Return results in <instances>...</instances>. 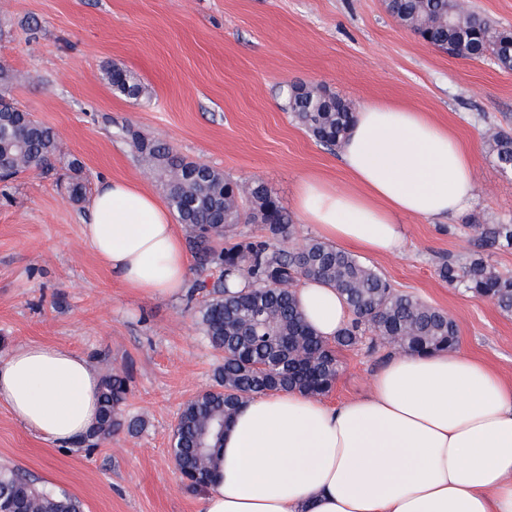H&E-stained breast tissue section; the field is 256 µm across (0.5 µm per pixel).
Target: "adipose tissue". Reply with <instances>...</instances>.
<instances>
[{"mask_svg": "<svg viewBox=\"0 0 512 512\" xmlns=\"http://www.w3.org/2000/svg\"><path fill=\"white\" fill-rule=\"evenodd\" d=\"M339 154L351 187L305 177L296 209L343 248L398 253V217L442 219L474 196L472 155L422 112L362 107ZM83 233L133 292L183 293V239L166 204L140 184L100 179ZM296 293L303 319L325 338L351 318L327 284L304 279ZM99 384L87 358L65 347L22 343L0 360V405L60 447L95 423ZM200 512H512V384L452 348L393 356L368 395L335 406L295 390L252 397L224 434Z\"/></svg>", "mask_w": 512, "mask_h": 512, "instance_id": "ef3b65f1", "label": "adipose tissue"}]
</instances>
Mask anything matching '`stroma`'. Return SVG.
Wrapping results in <instances>:
<instances>
[{"instance_id":"stroma-1","label":"stroma","mask_w":512,"mask_h":512,"mask_svg":"<svg viewBox=\"0 0 512 512\" xmlns=\"http://www.w3.org/2000/svg\"><path fill=\"white\" fill-rule=\"evenodd\" d=\"M0 60L11 97L59 134L54 169L0 183V359L18 344L63 346L98 373L128 372L125 418L93 453L56 447L0 406V464L79 499L84 512H198L201 494L170 454L180 408L213 382L219 363L186 297L135 294L83 236L84 205L65 185L78 161L88 191L101 176L162 193L160 177L117 136L132 125L241 185L264 181L293 208L300 180L350 176L288 112L287 83L326 88L359 105L388 102L448 125L473 155L476 195L444 221L403 216L400 254L362 260L395 288L448 313L459 346L512 382V316L439 278L442 258L476 249L474 225L512 224V173L490 156L485 131L512 133V71L426 44L383 0H0ZM126 69L141 102L113 94L105 72ZM393 354L366 345L338 353L328 404L369 393Z\"/></svg>"}]
</instances>
